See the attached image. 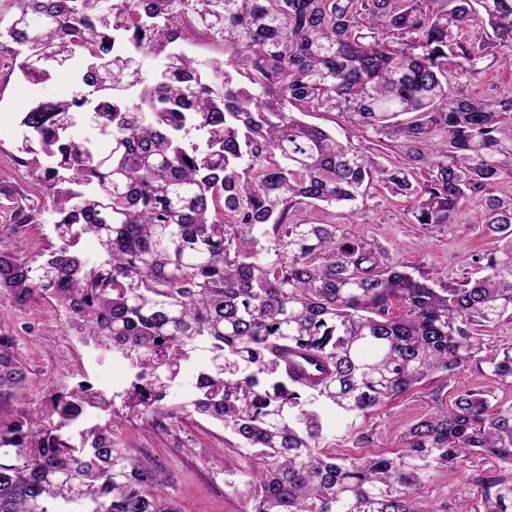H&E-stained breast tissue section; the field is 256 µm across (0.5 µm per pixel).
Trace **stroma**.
I'll return each mask as SVG.
<instances>
[{
	"label": "stroma",
	"mask_w": 512,
	"mask_h": 512,
	"mask_svg": "<svg viewBox=\"0 0 512 512\" xmlns=\"http://www.w3.org/2000/svg\"><path fill=\"white\" fill-rule=\"evenodd\" d=\"M15 50L10 39L0 38V188H11L20 206L37 207L42 215L40 223L0 229V252L19 249L32 256L58 247L60 241L54 231L51 201L35 189L29 169L16 150L18 117L31 103L63 92L71 77L69 71L60 70L46 82H28L13 70ZM467 91L480 99L512 94V53L498 56ZM412 204V198L376 183L356 201L355 222L346 221L344 208L323 204L301 207L295 218L311 224L341 225L351 238L385 248L391 257L407 265H423L439 272L442 282L449 285L480 277L481 271L470 257L485 252L492 243L481 225L470 221L480 209L479 199L471 200L468 219L433 231L410 224ZM0 329L14 336L15 351L28 371L18 406L35 405L52 391L71 388L77 373L88 372L95 390L112 398V411L119 414L112 422L109 413L93 412L88 425L111 423L115 447L136 448L161 466L170 477L168 492L179 512H251L252 504L245 493L257 485L260 465L223 426L191 415L161 429L148 419L123 415L118 394L128 379V364L116 357H98L65 335L62 319L46 300H35L20 309L0 295ZM431 407L427 394L415 391L358 419V426L373 434L372 443L361 446L345 443L346 423L334 410L324 409L322 418L328 438L335 440L337 447L347 448L354 455H371L393 451L402 429Z\"/></svg>",
	"instance_id": "1"
}]
</instances>
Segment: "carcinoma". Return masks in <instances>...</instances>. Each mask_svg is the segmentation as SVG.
<instances>
[{"label": "carcinoma", "instance_id": "obj_1", "mask_svg": "<svg viewBox=\"0 0 512 512\" xmlns=\"http://www.w3.org/2000/svg\"><path fill=\"white\" fill-rule=\"evenodd\" d=\"M15 4L18 76L65 66L72 90L19 123L60 245L1 252L0 294L20 309L53 303L66 334L124 359L125 404L157 426L197 413L229 429L262 464L252 512H512V403L496 395L512 388V342L484 354L487 328L512 320V198L492 194L512 179V96L464 90L488 57L512 52V0ZM189 22L224 46L205 72L176 47ZM89 110L106 154L69 134ZM313 112L374 134L400 165L299 118ZM375 181L413 196L410 223L427 229L458 223L480 197L474 223L497 242L472 259L486 274L443 286L337 224L292 220ZM84 237L101 261L80 256ZM201 344L211 364L196 396L167 404ZM14 347L1 331L0 512H178L159 465L85 427L88 409L110 405L90 385L13 408L27 380ZM472 367L478 386L451 388ZM435 380L434 409L395 452L325 443L322 407L354 421ZM465 466L477 473L469 494L421 500L437 473Z\"/></svg>", "mask_w": 512, "mask_h": 512}]
</instances>
